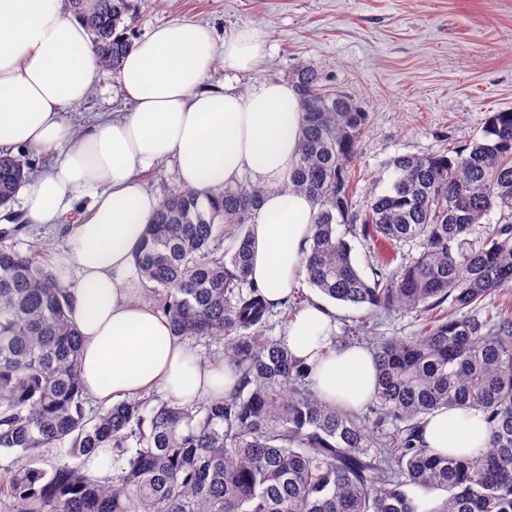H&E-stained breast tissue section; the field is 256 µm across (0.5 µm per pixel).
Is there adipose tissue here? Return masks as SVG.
Listing matches in <instances>:
<instances>
[{"label": "adipose tissue", "instance_id": "1", "mask_svg": "<svg viewBox=\"0 0 512 512\" xmlns=\"http://www.w3.org/2000/svg\"><path fill=\"white\" fill-rule=\"evenodd\" d=\"M266 51L264 31L252 26L221 43L202 22L157 26L134 41L119 71L132 111L76 133L66 113L89 97L99 69L85 24L64 0H0V151L58 154L49 172L21 189L29 223L87 209L68 242L78 275L71 312L83 339L84 391L100 403L154 390L190 402L220 396L233 382L224 363L173 336L124 277L158 206L139 181L144 170L174 160L182 184L202 194L246 174L270 185L250 226L249 277L271 303L300 286L315 208L283 187L301 132L297 93L285 83L246 94L205 86L214 62L242 73ZM335 331L332 311L315 301L285 336L312 369L320 397L358 409L373 395L375 358L362 348L335 349ZM424 440L441 453L469 454L486 446L488 430L480 412L443 410L427 416Z\"/></svg>", "mask_w": 512, "mask_h": 512}]
</instances>
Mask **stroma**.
<instances>
[{
  "label": "stroma",
  "instance_id": "35a3bbf8",
  "mask_svg": "<svg viewBox=\"0 0 512 512\" xmlns=\"http://www.w3.org/2000/svg\"><path fill=\"white\" fill-rule=\"evenodd\" d=\"M205 22L217 39L253 24L269 51L253 71L215 65L211 88L247 92L265 82H287L300 66L343 92L369 114L353 163L359 189L400 154H432L480 136L491 113L512 111V0H141L131 25L138 35L170 21ZM89 98L70 112L77 128L106 112H128L117 73L98 71ZM0 226V247L28 252L67 287L77 273L65 261L68 235L80 211L56 228L26 221L20 202Z\"/></svg>",
  "mask_w": 512,
  "mask_h": 512
}]
</instances>
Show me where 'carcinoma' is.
Returning a JSON list of instances; mask_svg holds the SVG:
<instances>
[{
	"label": "carcinoma",
	"mask_w": 512,
	"mask_h": 512,
	"mask_svg": "<svg viewBox=\"0 0 512 512\" xmlns=\"http://www.w3.org/2000/svg\"><path fill=\"white\" fill-rule=\"evenodd\" d=\"M100 67L117 72L136 35L134 0H69ZM302 112L288 190L316 207L302 259L308 283L365 315L337 346L369 347L374 398L359 412L323 400L285 337L303 295L274 312L249 280V224L268 188L248 181L203 199L188 188L159 204L133 265L179 337L224 338L235 374L224 396L149 406L132 398L86 407L81 334L70 294L30 253L0 248V503L8 512H512V112L491 115L480 137L451 153L388 160L389 184L365 208L351 168L369 120L350 96L322 87L306 66L293 76ZM24 152H0V208L28 180ZM494 225L482 223L493 209ZM231 239L216 256L211 244ZM364 242L361 274L346 236ZM416 243L419 254L404 251ZM448 307H443L445 302ZM415 314V336L376 335L373 318ZM475 410L487 446L468 456L424 444L425 418ZM68 445L41 466L43 449ZM113 452L104 481L84 470ZM446 496L425 510L408 488Z\"/></svg>",
	"instance_id": "cac0c4a2"
}]
</instances>
